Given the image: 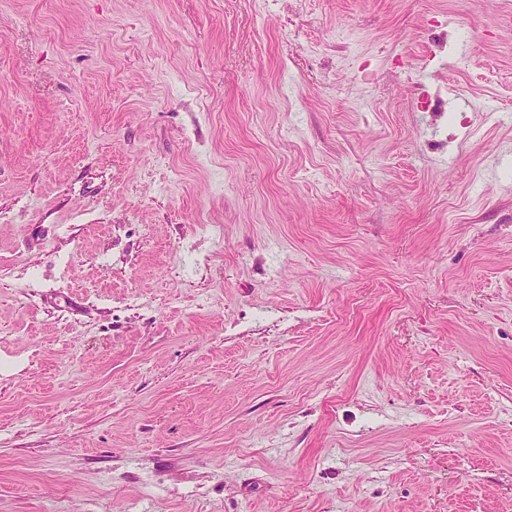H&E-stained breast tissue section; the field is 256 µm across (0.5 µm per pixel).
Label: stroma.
I'll list each match as a JSON object with an SVG mask.
<instances>
[{
  "mask_svg": "<svg viewBox=\"0 0 512 512\" xmlns=\"http://www.w3.org/2000/svg\"><path fill=\"white\" fill-rule=\"evenodd\" d=\"M512 0H0V512H512Z\"/></svg>",
  "mask_w": 512,
  "mask_h": 512,
  "instance_id": "35a3bbf8",
  "label": "stroma"
}]
</instances>
